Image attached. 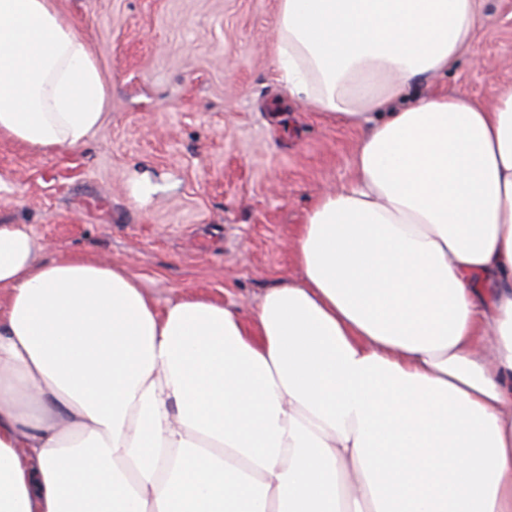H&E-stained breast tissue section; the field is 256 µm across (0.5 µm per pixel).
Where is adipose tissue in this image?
<instances>
[{"label": "adipose tissue", "instance_id": "1", "mask_svg": "<svg viewBox=\"0 0 512 512\" xmlns=\"http://www.w3.org/2000/svg\"><path fill=\"white\" fill-rule=\"evenodd\" d=\"M484 3L278 0L280 81L364 134L251 317L0 223V512H512V88L406 96ZM108 98L57 0H0L1 136Z\"/></svg>", "mask_w": 512, "mask_h": 512}]
</instances>
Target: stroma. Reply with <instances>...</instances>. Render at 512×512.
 Listing matches in <instances>:
<instances>
[{"label": "stroma", "mask_w": 512, "mask_h": 512, "mask_svg": "<svg viewBox=\"0 0 512 512\" xmlns=\"http://www.w3.org/2000/svg\"><path fill=\"white\" fill-rule=\"evenodd\" d=\"M110 91L79 149L0 138V222L55 251L106 257L159 302L204 294L249 313L298 278L290 240L318 194L349 182L363 131L289 96L272 48L278 0H58ZM512 85V0H487L475 49L413 86L492 102ZM158 190L136 201L131 180Z\"/></svg>", "instance_id": "stroma-1"}]
</instances>
